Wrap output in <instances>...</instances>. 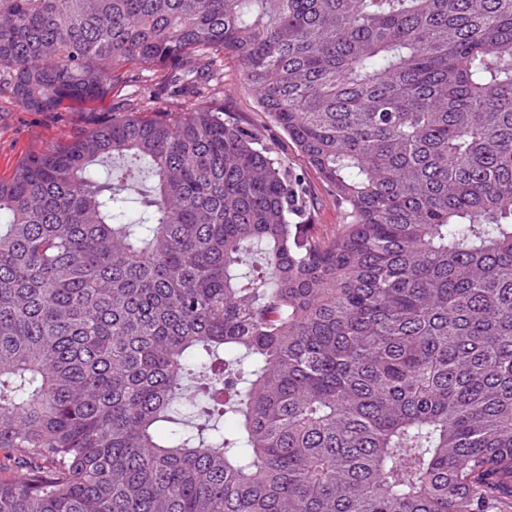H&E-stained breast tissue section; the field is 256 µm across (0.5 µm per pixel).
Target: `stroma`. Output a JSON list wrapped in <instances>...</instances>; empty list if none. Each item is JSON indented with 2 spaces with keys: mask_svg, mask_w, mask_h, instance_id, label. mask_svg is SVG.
<instances>
[{
  "mask_svg": "<svg viewBox=\"0 0 512 512\" xmlns=\"http://www.w3.org/2000/svg\"><path fill=\"white\" fill-rule=\"evenodd\" d=\"M158 76L152 70H136L131 82L119 84L104 97L90 103H74L55 112L23 110L6 93L0 94V178L10 177L16 165L29 154L49 146L67 144L78 132L112 115L139 109L187 112L199 105L197 97L157 93ZM224 109L243 126L271 143L289 166L310 186L318 202L314 231L331 237L341 222V212L328 185L298 152L270 118L261 111L249 86L232 62L224 64Z\"/></svg>",
  "mask_w": 512,
  "mask_h": 512,
  "instance_id": "stroma-1",
  "label": "stroma"
}]
</instances>
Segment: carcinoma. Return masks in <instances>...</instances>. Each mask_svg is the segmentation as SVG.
Segmentation results:
<instances>
[{
  "label": "carcinoma",
  "instance_id": "1",
  "mask_svg": "<svg viewBox=\"0 0 512 512\" xmlns=\"http://www.w3.org/2000/svg\"><path fill=\"white\" fill-rule=\"evenodd\" d=\"M228 58L342 224L318 237L304 181L210 102L23 159L0 179V512H497L512 0H0V93L29 111L138 65L216 98Z\"/></svg>",
  "mask_w": 512,
  "mask_h": 512
}]
</instances>
